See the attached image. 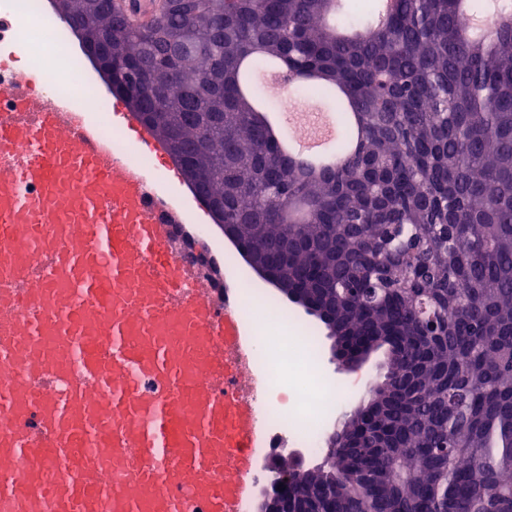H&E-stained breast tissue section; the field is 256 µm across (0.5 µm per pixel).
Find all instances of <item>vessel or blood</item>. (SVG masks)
I'll return each instance as SVG.
<instances>
[{
  "label": "vessel or blood",
  "mask_w": 512,
  "mask_h": 512,
  "mask_svg": "<svg viewBox=\"0 0 512 512\" xmlns=\"http://www.w3.org/2000/svg\"><path fill=\"white\" fill-rule=\"evenodd\" d=\"M0 113V512H242L263 441L225 368L252 339L189 218L77 112ZM120 126L159 156L139 114Z\"/></svg>",
  "instance_id": "1"
}]
</instances>
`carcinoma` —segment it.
Segmentation results:
<instances>
[{
	"label": "carcinoma",
	"mask_w": 512,
	"mask_h": 512,
	"mask_svg": "<svg viewBox=\"0 0 512 512\" xmlns=\"http://www.w3.org/2000/svg\"><path fill=\"white\" fill-rule=\"evenodd\" d=\"M195 0L158 32L112 20V62L156 89L139 113L187 145L203 200L246 240L266 225L276 270L341 335L387 347L384 382L305 472H274L292 512H512V16L492 0ZM224 20L216 38L209 18ZM186 26L208 47L174 61ZM288 62V83L357 112L354 154L320 172L282 156L241 94ZM383 413L379 429L368 421Z\"/></svg>",
	"instance_id": "cac0c4a2"
}]
</instances>
